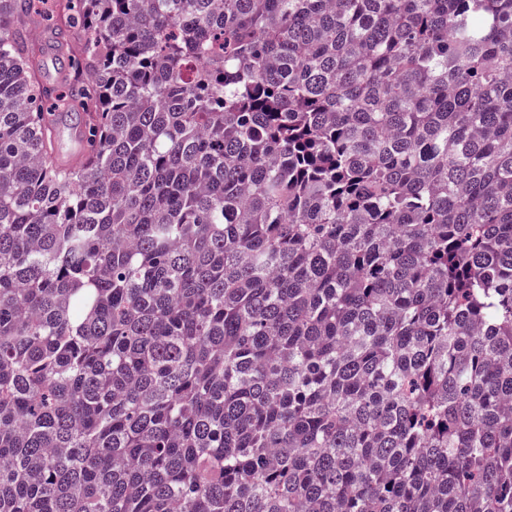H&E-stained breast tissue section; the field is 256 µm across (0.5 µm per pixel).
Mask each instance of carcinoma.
<instances>
[{
  "mask_svg": "<svg viewBox=\"0 0 512 512\" xmlns=\"http://www.w3.org/2000/svg\"><path fill=\"white\" fill-rule=\"evenodd\" d=\"M57 6L42 89L0 0V512H512V0ZM54 28L52 24H42L30 31L31 39L43 48V54L39 58L40 71L38 81L40 86L53 88L58 85L60 80L73 75L72 70L69 68L68 51L66 49L59 50L57 47Z\"/></svg>",
  "mask_w": 512,
  "mask_h": 512,
  "instance_id": "obj_1",
  "label": "carcinoma"
}]
</instances>
